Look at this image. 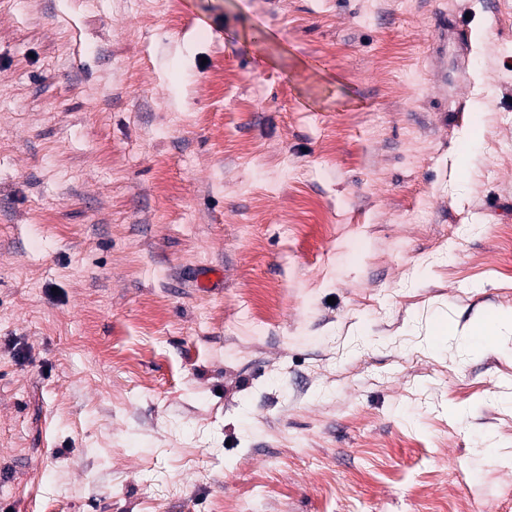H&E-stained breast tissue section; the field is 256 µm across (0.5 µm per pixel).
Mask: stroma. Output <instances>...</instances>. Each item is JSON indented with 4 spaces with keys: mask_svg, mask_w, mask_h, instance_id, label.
<instances>
[{
    "mask_svg": "<svg viewBox=\"0 0 512 512\" xmlns=\"http://www.w3.org/2000/svg\"><path fill=\"white\" fill-rule=\"evenodd\" d=\"M494 313L512 0H0V512H512Z\"/></svg>",
    "mask_w": 512,
    "mask_h": 512,
    "instance_id": "stroma-1",
    "label": "stroma"
}]
</instances>
